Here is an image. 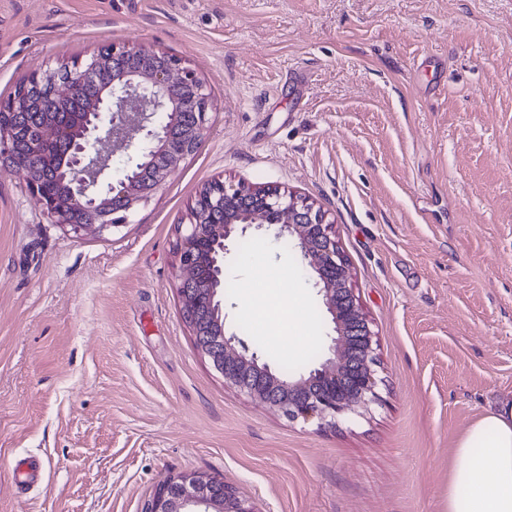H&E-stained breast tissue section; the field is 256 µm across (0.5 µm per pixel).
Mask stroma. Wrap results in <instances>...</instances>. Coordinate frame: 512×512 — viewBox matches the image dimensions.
Segmentation results:
<instances>
[{"label": "stroma", "instance_id": "35a3bbf8", "mask_svg": "<svg viewBox=\"0 0 512 512\" xmlns=\"http://www.w3.org/2000/svg\"><path fill=\"white\" fill-rule=\"evenodd\" d=\"M108 42L193 70L208 129L96 236L49 223L0 167V512H142L187 472L256 512H445L458 438L512 397V0H0V102ZM218 180L308 197L332 224L376 341L367 410L289 419L198 350L176 243ZM258 238L326 353L299 249ZM241 251L225 258L230 334ZM21 457L44 464L23 493Z\"/></svg>", "mask_w": 512, "mask_h": 512}]
</instances>
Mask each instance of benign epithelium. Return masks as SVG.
Masks as SVG:
<instances>
[{
  "label": "benign epithelium",
  "instance_id": "7a95c632",
  "mask_svg": "<svg viewBox=\"0 0 512 512\" xmlns=\"http://www.w3.org/2000/svg\"><path fill=\"white\" fill-rule=\"evenodd\" d=\"M32 87L45 88L61 105H82L80 126L60 129L49 119L30 142L35 150L51 146L53 139L65 142L58 170L69 188L65 199L50 191L44 173L15 150L17 129L11 117L36 110ZM208 111L205 85L174 56L160 48L107 43L86 65L33 75L18 94L0 103V158L23 175L52 223L78 235H96L127 223L198 149ZM118 153L127 158V168L108 182L111 157ZM271 226L277 227L276 237L295 239L304 270L320 287L331 315L329 357L319 367L290 379L259 362L243 340L226 335L215 288L184 292L181 303L191 309L203 300L215 308L220 332L216 342H202L199 349L224 384L277 407L290 419L317 418L333 425L336 416L376 399L374 340L332 225L313 203L242 184L205 186L181 235L180 284L224 276L227 242ZM198 507L201 512H256L224 479L193 473L162 483L143 512H196Z\"/></svg>",
  "mask_w": 512,
  "mask_h": 512
}]
</instances>
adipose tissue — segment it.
<instances>
[{
    "instance_id": "adipose-tissue-1",
    "label": "adipose tissue",
    "mask_w": 512,
    "mask_h": 512,
    "mask_svg": "<svg viewBox=\"0 0 512 512\" xmlns=\"http://www.w3.org/2000/svg\"><path fill=\"white\" fill-rule=\"evenodd\" d=\"M265 245H257L250 275L241 285L246 311L260 328L277 333L281 322L292 327L289 343L306 348L313 326L304 296L270 295L287 280L288 269L267 263ZM447 512H512V398L499 400L458 440L448 480Z\"/></svg>"
}]
</instances>
